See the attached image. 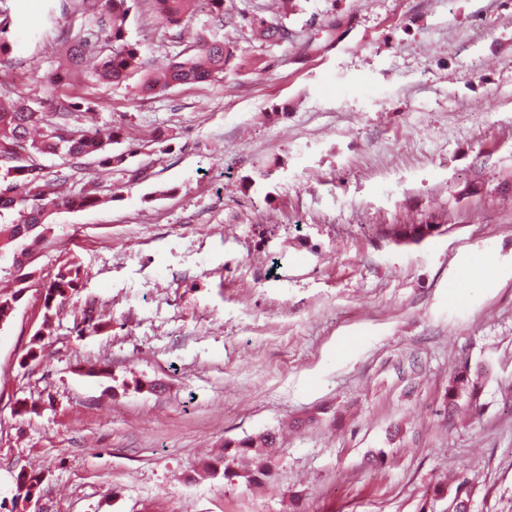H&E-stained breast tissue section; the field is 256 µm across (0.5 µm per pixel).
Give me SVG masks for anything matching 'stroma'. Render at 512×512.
I'll list each match as a JSON object with an SVG mask.
<instances>
[{
    "mask_svg": "<svg viewBox=\"0 0 512 512\" xmlns=\"http://www.w3.org/2000/svg\"><path fill=\"white\" fill-rule=\"evenodd\" d=\"M196 13L181 38L135 0L145 70L201 33L223 78L162 96L140 75L86 84L127 184L96 157L69 185L105 202L55 212L15 271L0 326V500L15 512H512V0H297L293 40ZM17 45L0 84L36 96L82 0H0ZM67 6L60 22L50 10ZM404 224L434 235L396 240ZM483 257L482 288H452ZM86 272L62 309L45 288ZM103 318L77 334L76 322ZM480 368L478 424L449 415ZM273 431L260 487L207 471L224 444ZM384 462H377V455ZM41 479L32 501L18 479ZM479 373V369L472 370L467 364L452 372L445 393L448 409L451 412L456 413L457 410L462 408L459 401L464 397H466V405H463V407H466L468 412H472L474 407H477V385L475 380ZM456 482L454 494L448 504V512H470V482L465 476H459Z\"/></svg>",
    "mask_w": 512,
    "mask_h": 512,
    "instance_id": "1",
    "label": "stroma"
}]
</instances>
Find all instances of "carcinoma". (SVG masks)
Segmentation results:
<instances>
[{
    "label": "carcinoma",
    "mask_w": 512,
    "mask_h": 512,
    "mask_svg": "<svg viewBox=\"0 0 512 512\" xmlns=\"http://www.w3.org/2000/svg\"><path fill=\"white\" fill-rule=\"evenodd\" d=\"M87 4V23L83 32L68 36L58 66L44 78L42 93L35 98L12 97V91L0 88V188L15 191L12 196L0 195V261L11 260V267L21 268L17 257L32 253L50 230L48 219L59 208H87L102 202L96 188L74 195L67 184L72 174L59 170L46 171L42 158L65 156L75 168L90 155H99L102 166L132 177L125 166L133 151L112 152L117 132L99 125L91 103L68 90L77 83L103 84L121 82L142 70V47L127 40L126 23L132 0H83ZM226 0H153L158 19L168 28H179L183 22L207 6L210 13L222 15ZM295 0H271L270 15H253L248 24L262 42H286L293 33L285 23ZM9 14L0 11V59L12 56L16 44L11 39ZM96 51V65L90 71L84 63L89 51ZM234 52L229 44L215 35L201 34L190 54L176 58L160 72L143 76L140 89L147 93H163L186 84L211 82L228 69ZM86 110L89 126L76 132L68 120L76 111ZM432 230L429 224H411L394 232L400 241L418 242ZM83 280L81 265L72 263L59 270L47 286L46 308L62 306L69 293ZM480 370L467 364L454 370L448 379L445 398L448 409L455 412L463 407L473 411L477 406L476 379ZM277 443L271 432L224 442V479L239 476L231 466L229 449L234 456L252 454L255 469L247 481L258 482L269 476L268 458ZM470 482L457 478L448 512H470Z\"/></svg>",
    "instance_id": "carcinoma-1"
}]
</instances>
